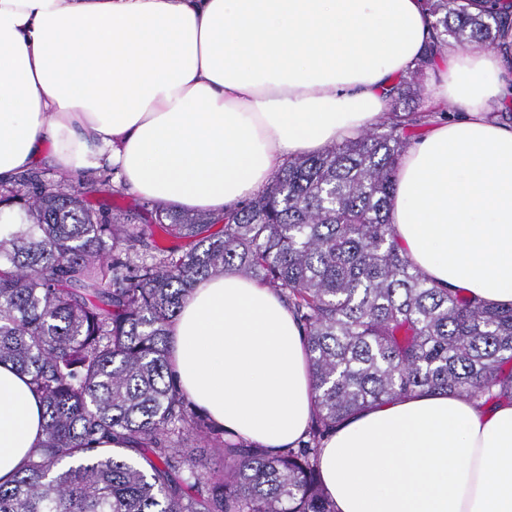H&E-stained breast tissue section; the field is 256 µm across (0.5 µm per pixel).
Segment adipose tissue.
<instances>
[{
    "mask_svg": "<svg viewBox=\"0 0 512 512\" xmlns=\"http://www.w3.org/2000/svg\"><path fill=\"white\" fill-rule=\"evenodd\" d=\"M429 41L423 0H0V182L51 156L112 162L143 198L212 215L287 159L386 117ZM440 114L407 149L389 222L433 284L512 306V68L448 48ZM461 112L445 117L449 103ZM182 389L227 437L297 445L315 390L305 336L270 288L229 269L170 327ZM42 440L29 379L0 364V483ZM337 512H512V400H389L323 442Z\"/></svg>",
    "mask_w": 512,
    "mask_h": 512,
    "instance_id": "1",
    "label": "adipose tissue"
}]
</instances>
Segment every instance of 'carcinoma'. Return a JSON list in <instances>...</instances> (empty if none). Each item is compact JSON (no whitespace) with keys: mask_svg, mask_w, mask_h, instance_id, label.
Wrapping results in <instances>:
<instances>
[{"mask_svg":"<svg viewBox=\"0 0 512 512\" xmlns=\"http://www.w3.org/2000/svg\"><path fill=\"white\" fill-rule=\"evenodd\" d=\"M429 51L372 129L279 168L220 216L154 208L152 224L85 200L110 186L31 172L0 184L25 214L0 235V363L30 377L45 439L0 512H336L323 439L349 416L418 392L512 400V306L428 282L388 221L402 156L433 110L397 103L453 40L505 45L512 0H424ZM188 241L161 246L155 236ZM228 267L288 303L316 399L307 440L277 452L230 441L177 385L168 327ZM224 453L215 473L195 441Z\"/></svg>","mask_w":512,"mask_h":512,"instance_id":"cac0c4a2","label":"carcinoma"}]
</instances>
